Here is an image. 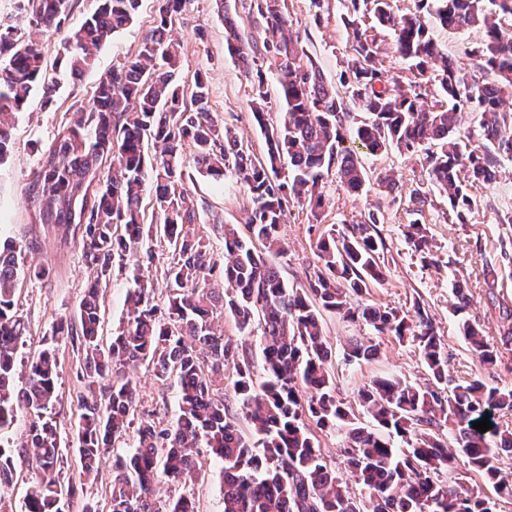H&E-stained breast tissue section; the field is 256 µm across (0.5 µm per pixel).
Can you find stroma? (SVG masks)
Returning a JSON list of instances; mask_svg holds the SVG:
<instances>
[{
	"label": "stroma",
	"mask_w": 512,
	"mask_h": 512,
	"mask_svg": "<svg viewBox=\"0 0 512 512\" xmlns=\"http://www.w3.org/2000/svg\"><path fill=\"white\" fill-rule=\"evenodd\" d=\"M158 6V0H141L132 23L96 51L94 68L79 78L72 77L64 69L63 32L43 40L48 73L57 81L56 102L53 106H44L40 94H33L16 119L13 153L6 163L0 164V244L9 241L30 244V259L52 270L51 278L27 280L20 286L18 309L29 326V334L20 349L22 361H31L45 347L53 324L62 319H76L89 274L79 243L61 244L36 222L28 187L38 167L40 152L52 143L59 127L72 112L92 100L100 78L137 53L142 39L153 26ZM288 8L292 29L304 49L316 58L327 82L339 83L349 54L340 19L342 5L338 0H325L324 20L319 25L311 19L310 0H288ZM429 32L449 57L472 70L475 80H483L484 74L476 70L471 56L472 49L483 39L482 30L461 33L433 20L429 23ZM174 36L182 44V80H191L198 72L206 74L215 122L234 128L243 147L255 156H262L264 139L253 121L249 82L241 64L225 47L222 10L216 0H185L175 22ZM364 164L369 183L362 193L347 191L332 176L322 188L324 206L318 215H311L309 209L302 206L292 207L288 222L282 227L285 252L277 260L283 278L294 287H307L317 264L316 240L320 233L333 226L345 229L349 224L367 219L369 214H376L379 219L377 228L386 245V272L382 283L371 288L370 302L402 312L422 305L453 353L448 364L449 375L458 380L472 379L479 373L478 362L459 333L452 312L455 298L448 286V278L452 270H460L468 284L470 316L480 320L491 342H499L502 322L498 308L491 306L488 300L490 292L484 285L482 263L496 258L501 240L512 234V226L497 221L499 214L512 211V163H504L494 182L476 190L478 207L465 224L453 223L446 198L431 190L427 173L418 158L391 150L366 157ZM384 173L392 175L401 185L402 194L394 195L379 187L378 177ZM186 188L197 205L200 234L210 241L215 254H222L224 240L219 227L244 224L250 207L247 193L231 175L220 183L197 175ZM414 189L429 194V203L419 217L412 212L407 198L408 191ZM417 218L426 223L431 236L435 261L428 265L420 261L413 245L405 238L407 225ZM128 287L125 271L114 270L103 298L102 341H109L120 327ZM368 333L364 323L337 314L324 321V335L335 354L332 370L336 378V398L356 413L361 410L357 392L371 379L395 375L419 384L430 380L416 345L407 339L378 337L375 360L347 363L343 352L349 340ZM82 358L83 350L79 344L68 340L60 343L58 400L47 416L60 432L64 448L62 473L79 489L69 512H82L88 504L95 505L98 512H108L111 460H103L97 474L88 477L83 475L74 451L77 396L83 390L78 377ZM133 373L138 381V415L164 423L172 420L178 410L172 382L157 380L145 363L134 368ZM29 421V415L19 413L13 426L0 436V445L4 446L7 455L16 459V471L9 489L10 512H23V498L32 481L26 464L17 457ZM198 460L199 469L193 476L196 506L199 512H221V463L206 450L201 452Z\"/></svg>",
	"instance_id": "1"
}]
</instances>
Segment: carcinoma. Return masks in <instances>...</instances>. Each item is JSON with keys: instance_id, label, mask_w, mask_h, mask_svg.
Instances as JSON below:
<instances>
[{"instance_id": "carcinoma-1", "label": "carcinoma", "mask_w": 512, "mask_h": 512, "mask_svg": "<svg viewBox=\"0 0 512 512\" xmlns=\"http://www.w3.org/2000/svg\"><path fill=\"white\" fill-rule=\"evenodd\" d=\"M32 33L0 28V161L10 154L13 119L38 91L49 106L56 81L47 77L40 37L61 29L70 0H25ZM100 5L65 38L64 65L73 76L93 67L94 50L132 21L139 0H99ZM185 0H162L154 26L135 57L101 79L92 104L73 113L48 149L42 151L30 194L39 223L66 242L80 234L82 258L90 271L79 304V322L53 325L52 340L77 337L84 347L80 370L88 393L79 395L77 454L82 472H97L101 458L126 435L135 420L136 385L125 369L146 361L154 376L174 380L179 413L163 425L139 420L136 451L130 459L115 456L109 512H196L191 492L160 501L156 485L166 478L187 483L206 448L223 463L222 512H498V501L512 499V478L502 475L499 458L512 454V429L492 425L480 432L472 423L497 411H512V388L490 386L482 377L457 381L448 376L451 354L438 336L432 317L421 305L414 314L365 302L371 285L384 277L385 243L375 215L349 226L330 228L316 242L319 266L309 288L288 285L273 257L281 253V227L290 207L308 205L317 215L323 205L322 184L331 175L359 193L367 180L362 157L345 145L359 142L377 155L392 148L423 157L429 181L448 201L449 214L466 224L477 207L471 193L491 182L501 161H512V111L503 106L512 93V0H418V12L398 14L391 0H339L341 21L351 55L341 74V88L326 83L320 67L292 31L286 0H249L248 13L262 22V43L245 36L235 15L224 10L228 53L250 80L253 117L266 151L259 159L244 150L228 127L211 118L209 89L197 74L189 96L181 95L179 43L173 24ZM456 30H483L473 51L488 79L472 75L438 47L428 34L425 16ZM392 33L391 49L409 64L408 86L379 67L378 30ZM273 67L283 118H267L268 92L258 60ZM441 92L428 100V88ZM360 105L368 120L347 126V101ZM474 114L475 132L462 135L458 114ZM437 149H429L430 145ZM193 147L200 173L215 180L235 175L244 185L251 208L247 234L224 224V286L220 293L207 277L217 265L209 244L194 234V199L176 186L186 175L184 147ZM154 155L147 153L148 147ZM112 171L101 177L104 159ZM151 192L161 213L145 224L142 197ZM162 238L172 257L163 272L165 301L156 303L149 277L151 252L145 238ZM409 238L422 259L427 228L409 225ZM28 246L0 250V431L18 413L36 418L28 430L22 456L35 474L25 512H64L76 487L57 469L63 457L57 425L43 419L57 400L59 362L56 347L43 350L27 366L25 386L16 389L18 349L27 336L15 297L26 279L43 280L51 269L27 263ZM128 269L125 320L108 346L99 342V297L114 266ZM484 284L498 305L505 333L502 347L491 344L479 322L464 316L470 307L463 283L453 284L454 315L461 336L475 353L480 371L512 352V308L497 302V268L485 262ZM234 318L239 333L261 326L265 380L255 385L252 353L218 332L215 319ZM362 319L373 334L409 339L417 346L434 382L420 387L383 377L359 391L361 406L374 423L369 428L336 399L331 376L332 351L323 334V315ZM378 344L370 336L347 344L351 363L372 361ZM235 369L233 389L252 426L242 433L215 390L224 380V363ZM113 377L108 392L94 386ZM344 432L345 453L357 483L356 498L343 488L326 462L310 424ZM448 427L457 447L445 446L430 428ZM490 485L495 497L462 492L438 479L459 459Z\"/></svg>"}]
</instances>
